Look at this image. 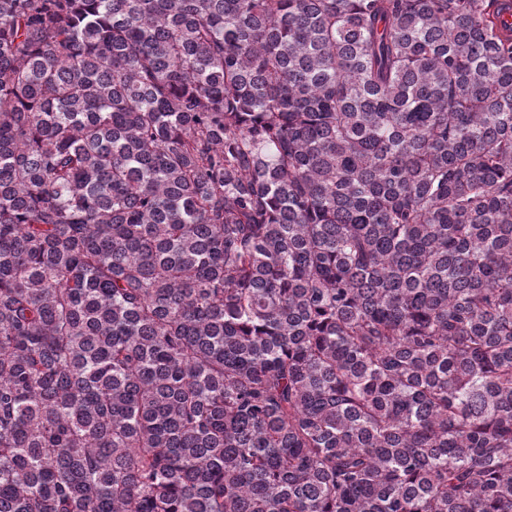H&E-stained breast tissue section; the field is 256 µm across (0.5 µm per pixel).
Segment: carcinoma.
<instances>
[{
	"instance_id": "cac0c4a2",
	"label": "carcinoma",
	"mask_w": 512,
	"mask_h": 512,
	"mask_svg": "<svg viewBox=\"0 0 512 512\" xmlns=\"http://www.w3.org/2000/svg\"><path fill=\"white\" fill-rule=\"evenodd\" d=\"M507 0H0V512H512Z\"/></svg>"
}]
</instances>
